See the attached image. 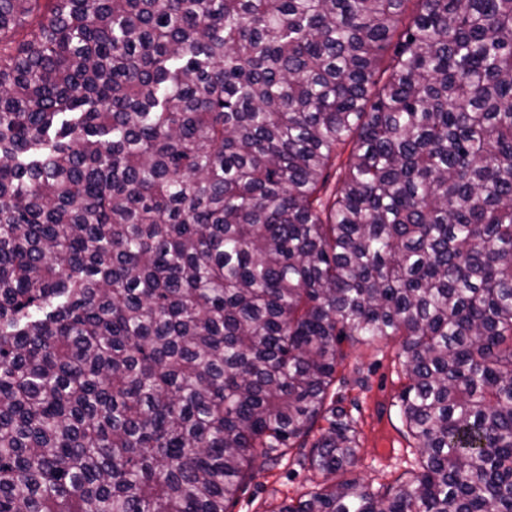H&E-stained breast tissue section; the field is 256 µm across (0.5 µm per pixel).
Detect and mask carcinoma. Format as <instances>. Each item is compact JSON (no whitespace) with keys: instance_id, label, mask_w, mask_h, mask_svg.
<instances>
[{"instance_id":"obj_1","label":"carcinoma","mask_w":512,"mask_h":512,"mask_svg":"<svg viewBox=\"0 0 512 512\" xmlns=\"http://www.w3.org/2000/svg\"><path fill=\"white\" fill-rule=\"evenodd\" d=\"M390 336L372 489L330 389ZM287 448L275 512H512V0H0V512H226ZM346 355L338 368L332 394L343 396V405L358 419L360 452L355 474L366 484L378 486L409 469L412 455L406 450L405 428L394 405L407 383L396 357L399 338L373 345L342 343ZM292 451L271 468L257 472L245 488L226 502V512H270L288 499H297L317 482L322 475L296 464Z\"/></svg>"}]
</instances>
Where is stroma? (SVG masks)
I'll use <instances>...</instances> for the list:
<instances>
[{
	"instance_id": "obj_1",
	"label": "stroma",
	"mask_w": 512,
	"mask_h": 512,
	"mask_svg": "<svg viewBox=\"0 0 512 512\" xmlns=\"http://www.w3.org/2000/svg\"><path fill=\"white\" fill-rule=\"evenodd\" d=\"M399 341L389 338L373 345L343 343L345 360L337 372L336 392L358 420L360 452L355 472L366 484L391 481L409 469L412 456L395 404L406 383L398 362ZM320 474L283 458L255 473L245 488L226 504V512H271L320 482Z\"/></svg>"
}]
</instances>
